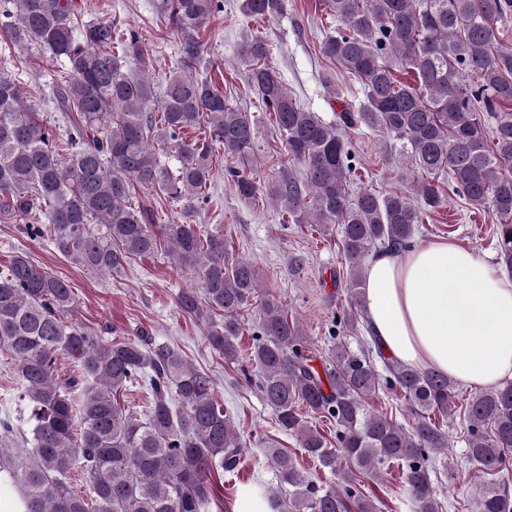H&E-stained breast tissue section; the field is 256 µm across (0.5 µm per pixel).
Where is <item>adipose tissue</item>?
I'll list each match as a JSON object with an SVG mask.
<instances>
[{"label": "adipose tissue", "mask_w": 512, "mask_h": 512, "mask_svg": "<svg viewBox=\"0 0 512 512\" xmlns=\"http://www.w3.org/2000/svg\"><path fill=\"white\" fill-rule=\"evenodd\" d=\"M365 315L395 361L490 389L512 379V278L477 251L434 241L377 255Z\"/></svg>", "instance_id": "ef3b65f1"}]
</instances>
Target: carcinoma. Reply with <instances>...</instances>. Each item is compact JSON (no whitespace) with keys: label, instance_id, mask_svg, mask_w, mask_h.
I'll return each mask as SVG.
<instances>
[{"label":"carcinoma","instance_id":"carcinoma-1","mask_svg":"<svg viewBox=\"0 0 512 512\" xmlns=\"http://www.w3.org/2000/svg\"><path fill=\"white\" fill-rule=\"evenodd\" d=\"M218 3L164 0V19L180 35V65L156 81L137 32L83 20L74 0H0V38L36 49L64 74L52 86L54 125L39 119L19 83L0 76V219L36 217L26 227L30 237L102 275L167 246L202 288L181 291L178 308L206 324L211 347L236 362L243 311L261 293L253 264L229 258L224 233L188 222L158 226L136 200L140 189L153 192L186 214L209 203L217 149L235 161L227 174L239 195L257 193L247 173L256 138L251 114L196 75ZM324 5L340 28L322 40L320 52L362 94L336 121L288 93L268 64L264 37L246 39L240 57L287 152L269 197L296 224L338 228L352 290L348 327L360 323L366 258L379 247L411 245L423 212L442 206L449 187L494 217L498 264L512 274V46H501L494 27L512 0ZM285 8V0L240 4L243 15L268 20ZM397 70L414 74L415 83L400 82ZM485 112L495 115L489 130ZM362 127L398 142L415 198L350 191L352 154L341 129ZM74 306L70 284L23 252L0 273V350L16 361L29 410L25 431L0 419V483L17 489L16 512H207L211 470L232 472L242 455L212 377L151 336L103 341L69 320ZM252 336L249 362L276 424L341 477L325 486L285 449L268 448L277 482L262 492L270 512H376L361 477H376L393 462L402 463L413 512H444L453 504L439 498L433 452L450 448V440L435 417L457 414L466 425L464 458L488 482L476 512H512V382L458 406L447 376L390 361L379 349L356 354L341 342L319 370L299 323L271 293L262 298ZM60 354L74 360L79 378L56 377ZM136 384L149 393L142 417L118 399ZM384 386L398 388L413 408L411 427L369 408ZM318 417L335 422L337 447L311 425ZM19 437L31 446L20 463L11 452ZM343 462L350 469L341 470ZM79 464L90 477L89 498L72 488Z\"/></svg>","mask_w":512,"mask_h":512}]
</instances>
